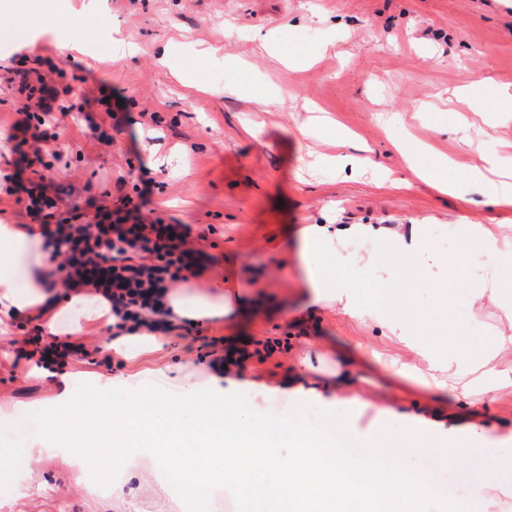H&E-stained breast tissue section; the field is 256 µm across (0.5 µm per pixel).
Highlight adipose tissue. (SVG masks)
Listing matches in <instances>:
<instances>
[{
  "instance_id": "1",
  "label": "adipose tissue",
  "mask_w": 512,
  "mask_h": 512,
  "mask_svg": "<svg viewBox=\"0 0 512 512\" xmlns=\"http://www.w3.org/2000/svg\"><path fill=\"white\" fill-rule=\"evenodd\" d=\"M373 233L372 226L366 224L346 227L305 224L299 227L297 241L304 274V306L327 308L385 330L387 335L395 337L415 355L412 361L389 365L391 376L403 382L420 381L432 393L450 396L470 412L489 406L502 391L512 389V367L503 368L498 364L499 357L512 355V327L499 331L493 350L480 357L458 347L439 345L419 334L405 318L391 316L388 308L392 297L389 293L376 291L371 305L358 306L348 284L321 264V256L334 251L337 241L353 236L365 240ZM472 233L483 240L487 253L477 259L482 283L472 291L470 319L459 323L456 328L458 337L462 339L471 333L475 320L487 307L498 309L512 323V292H505L499 286L501 266L512 265V240H499L481 224L473 225ZM0 242L10 246L13 263L20 269L16 275L0 274V318L7 320L12 311L34 309L47 301V282L43 273L46 257L39 248V239L28 237L11 224H0ZM393 246L398 265L417 266L422 279L436 281L441 261L430 251L423 225H409L407 234L394 236ZM169 298L174 314L188 320L228 317L249 308L248 301L229 292H201L189 298L173 292ZM368 364L379 366L380 359L363 344L343 349L335 368L326 375L327 389L322 392L315 387H306L307 374L313 366L309 358L298 359L291 369V391L316 403L327 400L335 407L370 408L377 416L394 417L395 411L390 405L373 402L368 397L362 376ZM467 430L463 440L437 439L431 443L432 448L446 457L449 467H457L472 457L487 454L489 443L512 441V426H489L476 419ZM27 452L31 455L55 453L77 481L86 470L108 466V456L103 448L74 442L66 433L51 442L40 440L32 443Z\"/></svg>"
}]
</instances>
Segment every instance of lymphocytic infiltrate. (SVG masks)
<instances>
[{
    "mask_svg": "<svg viewBox=\"0 0 512 512\" xmlns=\"http://www.w3.org/2000/svg\"><path fill=\"white\" fill-rule=\"evenodd\" d=\"M17 92L20 113L37 118L36 124L20 125L33 141L45 140L71 112L58 105L60 92L45 77L33 84L21 81ZM19 190L30 219L24 231L41 239L63 288L106 301L118 332L174 330L177 325L170 319L168 303L171 289L206 269L202 252L190 241L189 225L145 215L143 201L129 195L118 205L99 206L91 218L76 209L62 218L56 214L52 184L46 178L29 181Z\"/></svg>",
    "mask_w": 512,
    "mask_h": 512,
    "instance_id": "f902f5d3",
    "label": "lymphocytic infiltrate"
}]
</instances>
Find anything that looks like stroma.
Returning a JSON list of instances; mask_svg holds the SVG:
<instances>
[{
	"instance_id": "obj_1",
	"label": "stroma",
	"mask_w": 512,
	"mask_h": 512,
	"mask_svg": "<svg viewBox=\"0 0 512 512\" xmlns=\"http://www.w3.org/2000/svg\"><path fill=\"white\" fill-rule=\"evenodd\" d=\"M60 34L41 30V17L0 10V76L16 71L15 55L55 57L64 68L74 109L58 128L63 159L46 172L62 207L93 215L108 198L134 194L150 183L146 209L193 232L213 226L201 249L208 270L176 284L179 292L209 289L214 280L264 305L237 319L203 320L200 332L182 329L140 347L134 358L109 346L96 297L86 311L50 312L57 331L84 343L90 355L64 373L34 374L21 357L24 336L15 320L0 329V426L21 414L55 406L65 388L103 386L134 373L187 376L198 389L221 384L233 393L251 386H285L288 360L314 356L318 371L333 366L328 345L360 342L386 358L411 360L379 329L327 309L297 303L302 271L294 229L300 224H369L381 233L346 242L323 258L340 269L356 298L367 301L394 265L393 233L424 225L443 260L438 297L423 303L415 270L395 281L418 331L451 335L463 290L475 287L474 254L439 237V229L468 234L484 224L512 235V209L494 202L512 183V155L496 172L474 180L484 157L512 143V0H61ZM23 22L35 30L32 45L16 38ZM247 37H240L241 29ZM134 55L121 57L125 46ZM234 84L238 94L228 95ZM120 92L126 107L108 116L101 97ZM16 96L0 83V172L31 175L33 154L19 146L13 126L23 121ZM110 130L111 143L89 128ZM368 148L355 167L317 163L320 154ZM448 157L446 176L460 186L445 195L415 181L413 170L434 154ZM372 255L365 276L342 267L341 255ZM225 337L269 345L264 359L218 374L211 342ZM375 400L398 415L382 424L353 411L349 430L369 439L390 426L422 440V427L406 419L412 404L454 408L453 400L418 384L367 370ZM23 442L0 441V468L25 464L33 483L16 512H185L175 490L150 471L130 478L123 495L100 497L76 485L53 455L22 458ZM512 451L469 460L454 469L475 512H512ZM497 497L477 500L473 487L492 476Z\"/></svg>"
}]
</instances>
